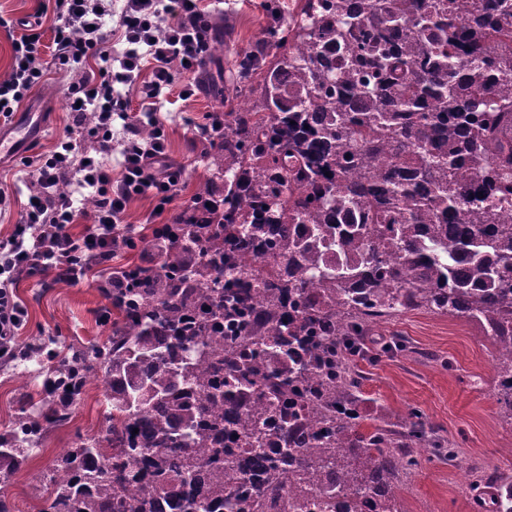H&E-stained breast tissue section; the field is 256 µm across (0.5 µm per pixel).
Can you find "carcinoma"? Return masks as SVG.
Masks as SVG:
<instances>
[{
	"instance_id": "carcinoma-1",
	"label": "carcinoma",
	"mask_w": 512,
	"mask_h": 512,
	"mask_svg": "<svg viewBox=\"0 0 512 512\" xmlns=\"http://www.w3.org/2000/svg\"><path fill=\"white\" fill-rule=\"evenodd\" d=\"M259 45L202 204L165 229L154 267L129 266L108 340L46 353L47 383L79 393L102 373L112 415L62 454L41 512H263L268 484L323 457L336 488L391 498L406 449L458 454L414 409L369 426L353 412L364 337L412 310L480 324L512 419V5L305 0ZM75 404L16 416L1 480ZM324 423L339 447L310 446ZM226 424L275 455L225 445ZM491 497L512 512V477Z\"/></svg>"
}]
</instances>
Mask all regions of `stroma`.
I'll list each match as a JSON object with an SVG mask.
<instances>
[{
    "instance_id": "stroma-1",
    "label": "stroma",
    "mask_w": 512,
    "mask_h": 512,
    "mask_svg": "<svg viewBox=\"0 0 512 512\" xmlns=\"http://www.w3.org/2000/svg\"><path fill=\"white\" fill-rule=\"evenodd\" d=\"M270 2L202 0L203 7L223 17L229 32L223 51L208 65L209 88L187 100L173 92L158 105L170 153L187 169L186 195L195 194L208 176L207 159L193 140L192 128L203 122L207 112L220 107L214 88L231 89L239 58L275 20L268 10ZM73 77L70 69L51 66L24 101L25 107L41 112L43 130L13 153L0 156V187L18 202L29 193V158L53 150L69 122L67 85ZM17 294L28 313L19 346L55 339L82 349L105 342L110 333L96 315L108 299L95 280L67 285L55 282L52 272L46 271L23 280ZM394 333L405 336L409 348L395 356L379 354L376 361L364 364L367 410L383 407L398 417L417 409L426 423L440 427L460 448L452 463L425 449L416 453L414 490L401 492L402 512H472L474 492L460 485V470L476 461L497 463L502 473L512 476V462L504 460L512 446V421L498 414L492 341L465 318L421 311L380 323L374 335L384 339ZM105 392L101 376L90 377L69 424L51 431L28 464L0 483V501L9 512H37L46 495L44 477L59 457L80 439L104 434L109 412ZM45 398L44 377L35 363L19 359L0 364V433L12 428L19 411L42 412Z\"/></svg>"
}]
</instances>
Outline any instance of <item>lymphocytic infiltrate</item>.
I'll use <instances>...</instances> for the list:
<instances>
[{"label":"lymphocytic infiltrate","mask_w":512,"mask_h":512,"mask_svg":"<svg viewBox=\"0 0 512 512\" xmlns=\"http://www.w3.org/2000/svg\"><path fill=\"white\" fill-rule=\"evenodd\" d=\"M112 0H56L54 58L77 64L67 87L71 120L56 148L41 157L31 174L32 190L21 218L0 240V364L17 356V338L27 311L17 295L23 278L53 271L70 284L106 272L103 292L124 287L113 260L135 238L125 222L131 202L150 198L155 206L148 228L156 248L165 244L163 227L193 210L197 197H183L187 172L168 151L163 127L153 106L165 89L182 81L183 98L201 89L199 73L211 58L217 29L199 0H124L114 28H107ZM11 44L9 74L0 79V122H9L27 94L43 78L41 13L18 20L0 17ZM118 39L120 56L108 45ZM137 93L145 112L130 111ZM123 138H114V122ZM90 191L92 209L79 208L74 196ZM84 224L76 234L72 225Z\"/></svg>","instance_id":"lymphocytic-infiltrate-1"}]
</instances>
